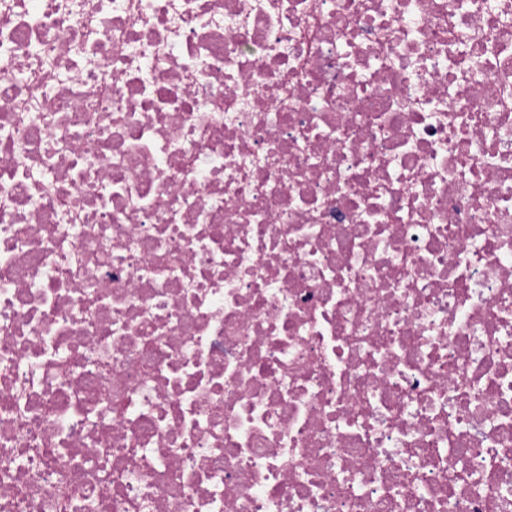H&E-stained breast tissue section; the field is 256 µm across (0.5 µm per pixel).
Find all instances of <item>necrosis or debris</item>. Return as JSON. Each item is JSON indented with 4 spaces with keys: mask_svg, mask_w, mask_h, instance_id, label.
<instances>
[{
    "mask_svg": "<svg viewBox=\"0 0 512 512\" xmlns=\"http://www.w3.org/2000/svg\"><path fill=\"white\" fill-rule=\"evenodd\" d=\"M0 512H512V0H0Z\"/></svg>",
    "mask_w": 512,
    "mask_h": 512,
    "instance_id": "4bbe7bcc",
    "label": "necrosis or debris"
}]
</instances>
